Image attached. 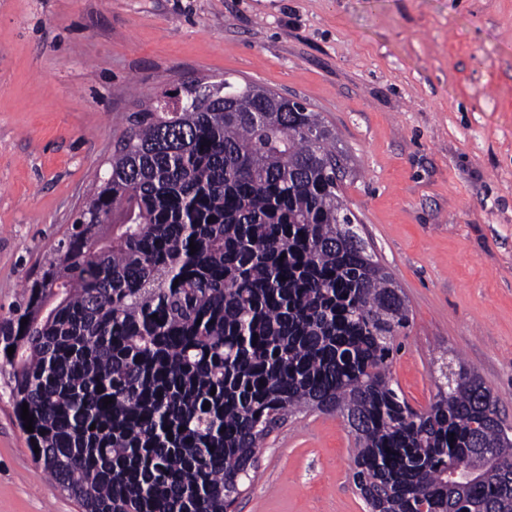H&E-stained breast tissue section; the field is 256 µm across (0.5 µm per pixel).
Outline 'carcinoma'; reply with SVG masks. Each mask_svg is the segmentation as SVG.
Returning <instances> with one entry per match:
<instances>
[{
	"mask_svg": "<svg viewBox=\"0 0 512 512\" xmlns=\"http://www.w3.org/2000/svg\"><path fill=\"white\" fill-rule=\"evenodd\" d=\"M126 122L0 320L16 421L28 404V447L82 512H233L256 449L303 411L347 421L370 512H512V428L480 377L443 364L424 412L394 387L409 305L344 224L319 114L224 78Z\"/></svg>",
	"mask_w": 512,
	"mask_h": 512,
	"instance_id": "1",
	"label": "carcinoma"
}]
</instances>
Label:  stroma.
<instances>
[{
    "mask_svg": "<svg viewBox=\"0 0 512 512\" xmlns=\"http://www.w3.org/2000/svg\"><path fill=\"white\" fill-rule=\"evenodd\" d=\"M302 101L360 234L404 292L390 367L416 411L441 357L512 427V0H0V318L69 234L125 116L187 78ZM0 373V512H81ZM339 415L293 416L236 512H369Z\"/></svg>",
    "mask_w": 512,
    "mask_h": 512,
    "instance_id": "35a3bbf8",
    "label": "stroma"
}]
</instances>
